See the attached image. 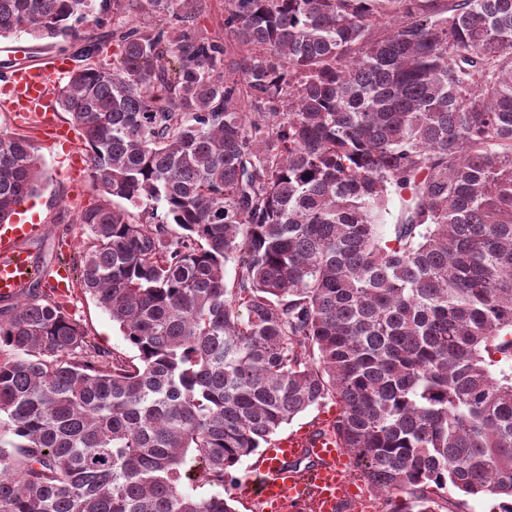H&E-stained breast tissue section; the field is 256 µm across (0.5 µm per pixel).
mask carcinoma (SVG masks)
<instances>
[{
	"mask_svg": "<svg viewBox=\"0 0 512 512\" xmlns=\"http://www.w3.org/2000/svg\"><path fill=\"white\" fill-rule=\"evenodd\" d=\"M204 5L0 0V40L75 62L77 282L137 353L0 299V512H234L186 466L222 487L329 400L386 512H512V0H224V42ZM40 179L0 131V224Z\"/></svg>",
	"mask_w": 512,
	"mask_h": 512,
	"instance_id": "obj_1",
	"label": "carcinoma"
}]
</instances>
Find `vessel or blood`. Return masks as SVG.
<instances>
[{
    "label": "vessel or blood",
    "instance_id": "vessel-or-blood-1",
    "mask_svg": "<svg viewBox=\"0 0 512 512\" xmlns=\"http://www.w3.org/2000/svg\"><path fill=\"white\" fill-rule=\"evenodd\" d=\"M67 69L66 56L58 54L8 71L0 81V103L18 113L43 112L45 123H52L49 90ZM42 230V225L29 222L0 225L1 298H15L28 287L33 266L26 245ZM347 464L344 449L318 434L303 432L272 441L257 471L241 482L239 490L257 491L268 512H279L286 503L303 512L311 502L315 512H336L338 504L355 493Z\"/></svg>",
    "mask_w": 512,
    "mask_h": 512
}]
</instances>
